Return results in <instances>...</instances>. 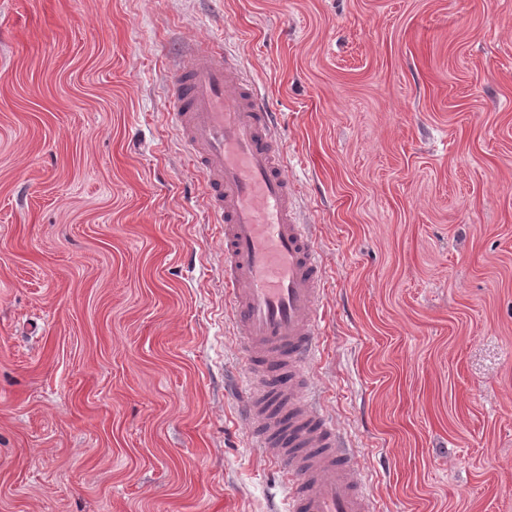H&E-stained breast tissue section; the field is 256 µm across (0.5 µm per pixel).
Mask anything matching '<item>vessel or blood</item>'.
Segmentation results:
<instances>
[{
  "instance_id": "obj_1",
  "label": "vessel or blood",
  "mask_w": 512,
  "mask_h": 512,
  "mask_svg": "<svg viewBox=\"0 0 512 512\" xmlns=\"http://www.w3.org/2000/svg\"><path fill=\"white\" fill-rule=\"evenodd\" d=\"M167 90V116L224 226V292L245 347L242 412L279 468L286 512H376L332 419L309 399L323 270L300 223L276 133L254 84L209 44Z\"/></svg>"
}]
</instances>
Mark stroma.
<instances>
[{"mask_svg":"<svg viewBox=\"0 0 512 512\" xmlns=\"http://www.w3.org/2000/svg\"><path fill=\"white\" fill-rule=\"evenodd\" d=\"M202 42L277 116L381 512H512V0H0V512H283L165 116Z\"/></svg>","mask_w":512,"mask_h":512,"instance_id":"1","label":"stroma"}]
</instances>
